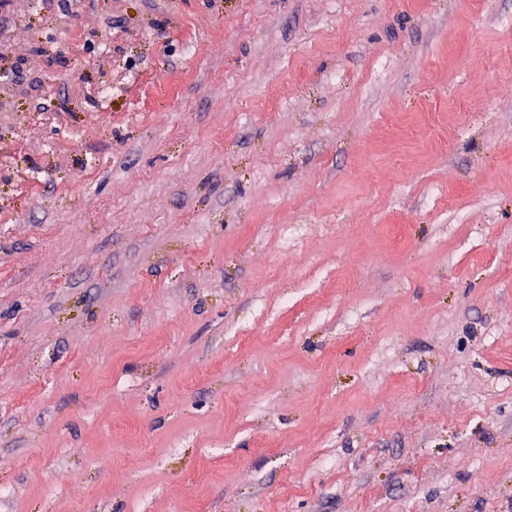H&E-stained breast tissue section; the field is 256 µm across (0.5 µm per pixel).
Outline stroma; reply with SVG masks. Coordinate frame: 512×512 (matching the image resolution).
Returning <instances> with one entry per match:
<instances>
[{
    "label": "stroma",
    "mask_w": 512,
    "mask_h": 512,
    "mask_svg": "<svg viewBox=\"0 0 512 512\" xmlns=\"http://www.w3.org/2000/svg\"><path fill=\"white\" fill-rule=\"evenodd\" d=\"M0 51V512H512V0H11Z\"/></svg>",
    "instance_id": "stroma-1"
}]
</instances>
